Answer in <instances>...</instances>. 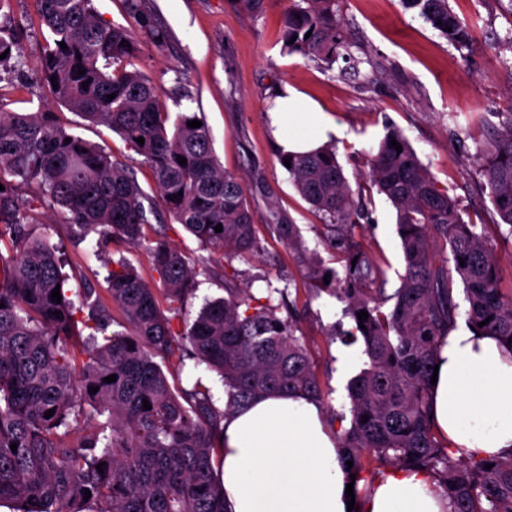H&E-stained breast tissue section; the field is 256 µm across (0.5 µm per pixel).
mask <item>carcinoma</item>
Wrapping results in <instances>:
<instances>
[{
  "instance_id": "carcinoma-1",
  "label": "carcinoma",
  "mask_w": 512,
  "mask_h": 512,
  "mask_svg": "<svg viewBox=\"0 0 512 512\" xmlns=\"http://www.w3.org/2000/svg\"><path fill=\"white\" fill-rule=\"evenodd\" d=\"M10 2L0 0V54L7 53L0 59V83L13 82L26 65L27 33L12 23ZM124 2L129 16L162 45L167 32L146 13L145 0ZM35 4L47 32L39 80L57 102L119 134L154 172L160 200L149 197L104 147L62 127L55 113L41 107L14 112L0 97V244L13 252L8 259L0 253V506L11 512H226L216 470L224 419L263 394L294 392L320 402V381L302 337L276 315L271 297L262 302L249 296L231 278H224V297L185 319L183 302L195 277L211 273L195 256L153 241L159 289L125 259H107V292L126 319L124 329L111 331L94 283L66 269L57 247L35 233L41 210L52 206L80 240L97 235L100 251L114 242L144 241L143 229L165 216L213 254L244 258L257 249L244 184L224 173L203 115L185 109L170 118L154 80L128 68L140 53L137 36L102 21L93 0ZM403 4L451 43L462 48L472 41L470 26L449 0ZM335 5L289 0L285 48L336 62L345 42ZM194 119L202 125L187 126ZM290 162L296 191L330 221L327 239L342 248L345 277L337 281L313 257L304 260L317 282L327 276L336 283L354 324L349 335L362 338L368 359L348 385L350 416H338L349 420L337 440L342 461H353L346 476L356 475L355 498L360 484L372 483L364 476L366 464L391 463L431 474L450 512H512V457L455 459L430 422L432 367L457 317L454 281L469 304V327L512 350V296L500 288L497 257L478 225L463 219L407 139L388 130L367 172L395 209L405 262L400 286L388 294L380 259L350 237L362 209L334 147L292 155ZM479 165L511 238L512 112L481 148ZM180 191L183 196L174 198ZM266 221L288 247H301L296 225L272 203ZM438 242L450 251L453 269L437 259ZM57 287L59 303L51 298ZM160 291L168 301L165 313ZM363 310L368 318L361 328L357 313ZM484 320L487 325L478 326ZM180 354L222 377L224 408L200 381L189 390L171 386L162 363ZM113 374L116 381H104ZM49 409L55 413L47 418Z\"/></svg>"
}]
</instances>
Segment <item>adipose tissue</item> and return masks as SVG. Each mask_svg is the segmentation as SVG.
<instances>
[{
  "label": "adipose tissue",
  "mask_w": 512,
  "mask_h": 512,
  "mask_svg": "<svg viewBox=\"0 0 512 512\" xmlns=\"http://www.w3.org/2000/svg\"><path fill=\"white\" fill-rule=\"evenodd\" d=\"M277 148L304 154L346 131L292 87L269 112ZM436 362L431 421L452 456L512 455V353L496 337L450 328ZM224 484L228 512H348L346 475L322 407L275 393L224 421ZM448 502L428 473L400 468L375 483L358 512H446Z\"/></svg>",
  "instance_id": "ef3b65f1"
}]
</instances>
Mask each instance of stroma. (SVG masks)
<instances>
[{
  "label": "stroma",
  "mask_w": 512,
  "mask_h": 512,
  "mask_svg": "<svg viewBox=\"0 0 512 512\" xmlns=\"http://www.w3.org/2000/svg\"><path fill=\"white\" fill-rule=\"evenodd\" d=\"M472 28L470 49H458L401 0H336V17L349 58L333 65L288 52L282 39L285 0H264L261 9L241 0H146L168 40H142L135 68L160 86L167 111L182 106L203 113L221 166L240 178L254 211L258 250L225 262L247 293L271 297L279 315L295 310L313 367L321 381L326 415L349 411L347 384L365 368L362 342L346 339L353 323L329 289H314L297 252L265 227L268 203H276L299 227L302 244L321 268L343 273L336 251L325 244V217L295 190L279 161L266 110L278 91L291 86L344 125L336 156L369 215L354 237L387 261V291L400 285L405 262L396 213L365 174L368 161L394 125L403 133L440 188L449 191L465 221L483 227L498 256L500 287L512 295V240L500 224L476 156L512 110V0H449ZM360 62L352 74L350 59ZM182 75L188 99L176 100L174 77ZM67 131L99 144L113 159L133 167L146 193L153 172L126 141L67 107L51 104ZM51 243L64 244L71 265L102 280L105 270L90 242L77 240L55 210L44 209L37 227ZM276 295H269V288Z\"/></svg>",
  "instance_id": "obj_1"
}]
</instances>
